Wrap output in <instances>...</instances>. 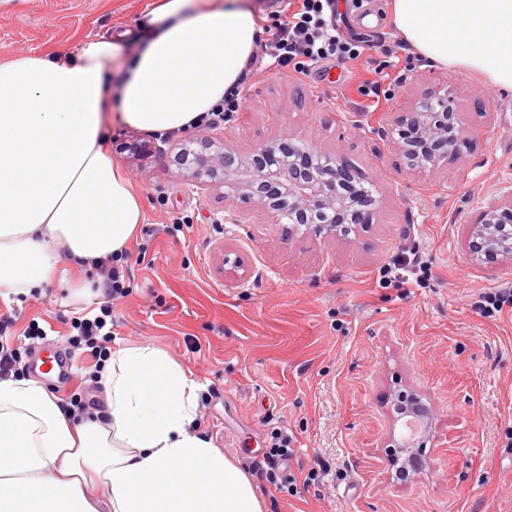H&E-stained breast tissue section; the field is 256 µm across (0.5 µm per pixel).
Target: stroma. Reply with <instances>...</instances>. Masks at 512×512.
Here are the masks:
<instances>
[{"label": "stroma", "mask_w": 512, "mask_h": 512, "mask_svg": "<svg viewBox=\"0 0 512 512\" xmlns=\"http://www.w3.org/2000/svg\"><path fill=\"white\" fill-rule=\"evenodd\" d=\"M152 0H0V63L62 53L86 38L140 36L135 18ZM390 0H338L345 35L377 25L369 60L305 78L285 70L251 77L243 106L211 132L245 153L291 136L341 158L374 188L373 221L351 239L289 232L251 200L232 206L246 224L223 222L225 203L203 193L171 159L188 133L152 137L153 155L128 151L141 131L108 124L105 149L142 195L150 242L126 250L127 294L112 306L113 347L164 350L201 389L197 416L213 445L251 479L264 512H512V310L487 317L476 303L512 283V260L495 266L467 254L469 223L512 188V91L481 74L422 58L396 31ZM390 95L371 102L359 86L381 61ZM448 87L468 140L439 168L414 172L398 151L395 119L417 97ZM192 224L172 233L176 219ZM431 267L424 285L386 283L405 252ZM239 260L235 272L225 257ZM24 301L0 297L15 340L30 321L51 348H66L70 321L102 296L71 302L66 281ZM89 358L76 355L70 382L44 377L89 411L104 407ZM416 393L431 410L417 471L397 480L389 444L392 405ZM294 453L269 470L274 434ZM314 483H306L310 470Z\"/></svg>", "instance_id": "obj_1"}]
</instances>
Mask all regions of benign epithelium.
I'll return each instance as SVG.
<instances>
[{
  "label": "benign epithelium",
  "mask_w": 512,
  "mask_h": 512,
  "mask_svg": "<svg viewBox=\"0 0 512 512\" xmlns=\"http://www.w3.org/2000/svg\"><path fill=\"white\" fill-rule=\"evenodd\" d=\"M454 99L448 89L415 99L397 117L396 144L411 171L432 169L448 158L464 140ZM201 149L181 148L174 162L181 175L202 191L224 189V200L251 198L276 224L282 223L281 200H288L291 229L323 237H345L362 219L354 203L339 187L351 184L349 170L339 159L322 162V152L307 143L300 147L288 138L263 143L239 156L214 146V138L191 137ZM467 252L471 259L495 265L512 259V191L481 207L470 225ZM393 422L412 416L425 420L428 411L417 398L399 402Z\"/></svg>",
  "instance_id": "1"
}]
</instances>
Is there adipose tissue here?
<instances>
[{
  "label": "adipose tissue",
  "mask_w": 512,
  "mask_h": 512,
  "mask_svg": "<svg viewBox=\"0 0 512 512\" xmlns=\"http://www.w3.org/2000/svg\"><path fill=\"white\" fill-rule=\"evenodd\" d=\"M419 54L512 90V0H391ZM119 86L120 119L190 129L238 82L262 29L246 0H156ZM123 36L0 63V292L31 295L61 262L92 272L144 219L105 153V71ZM105 410L64 411L32 377L0 378V512H263L247 475L196 424L198 384L150 346L113 351Z\"/></svg>",
  "instance_id": "adipose-tissue-1"
}]
</instances>
